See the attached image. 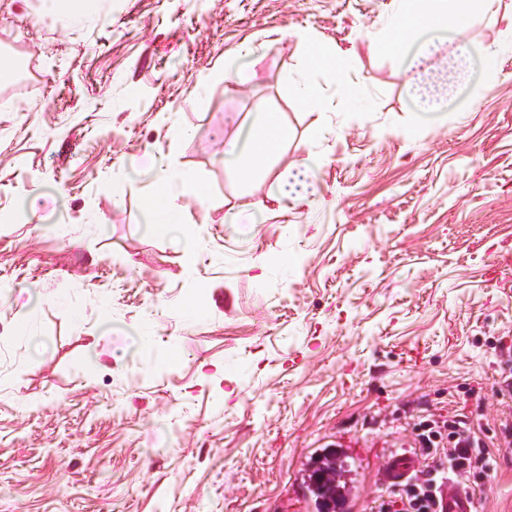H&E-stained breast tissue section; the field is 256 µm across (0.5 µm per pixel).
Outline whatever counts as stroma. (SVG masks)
<instances>
[{
    "instance_id": "obj_1",
    "label": "stroma",
    "mask_w": 512,
    "mask_h": 512,
    "mask_svg": "<svg viewBox=\"0 0 512 512\" xmlns=\"http://www.w3.org/2000/svg\"><path fill=\"white\" fill-rule=\"evenodd\" d=\"M38 8L0 0V47L27 58L24 80L0 83V512H302L297 476L340 436L368 512L412 416L454 410L496 430L512 53L491 92L471 70L447 121L417 125L402 60L367 38L391 0H102L78 32ZM511 22L501 0L443 33L432 65ZM308 30L348 57L356 93L330 112L284 84ZM270 38L247 61L252 84L213 79L225 54ZM259 103L296 138L246 185L224 141ZM310 154L311 188L277 212V177ZM164 156L209 197L148 233ZM60 198L64 221L45 223ZM21 201L33 217L14 218ZM474 496L478 512H512V460Z\"/></svg>"
}]
</instances>
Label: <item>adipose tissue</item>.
<instances>
[{"instance_id": "adipose-tissue-1", "label": "adipose tissue", "mask_w": 512, "mask_h": 512, "mask_svg": "<svg viewBox=\"0 0 512 512\" xmlns=\"http://www.w3.org/2000/svg\"><path fill=\"white\" fill-rule=\"evenodd\" d=\"M500 0H393V12L386 26L370 33V43L392 51L402 50L401 41L395 34L399 29L457 28L461 17L470 10L484 15L496 14ZM302 42L308 51L296 74L287 76L286 84L292 87L300 98L317 111L325 112L331 107L330 101L315 91V74L320 68L331 71V78L342 90H350L351 81L347 73V60L334 45L321 42L311 32L303 33ZM294 132L287 123L280 121L264 105H256L255 120L246 149H238L236 139L224 143L225 153H237L238 175L242 180H251L257 167L270 155L288 144ZM155 191L144 210L143 219L157 226L181 223V209L177 197L190 196L205 201L208 187L205 183L185 174L175 172L168 159H161L154 172Z\"/></svg>"}]
</instances>
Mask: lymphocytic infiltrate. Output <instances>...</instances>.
I'll use <instances>...</instances> for the list:
<instances>
[{
  "instance_id": "lymphocytic-infiltrate-1",
  "label": "lymphocytic infiltrate",
  "mask_w": 512,
  "mask_h": 512,
  "mask_svg": "<svg viewBox=\"0 0 512 512\" xmlns=\"http://www.w3.org/2000/svg\"><path fill=\"white\" fill-rule=\"evenodd\" d=\"M412 434L416 456L429 462L426 471L413 483L375 498L370 512H433L438 479L445 471L468 486L487 479L494 454L512 455V412L503 413L491 437L460 413L418 416Z\"/></svg>"
}]
</instances>
